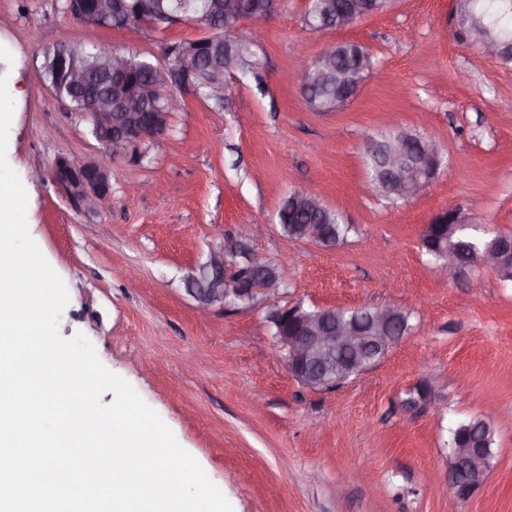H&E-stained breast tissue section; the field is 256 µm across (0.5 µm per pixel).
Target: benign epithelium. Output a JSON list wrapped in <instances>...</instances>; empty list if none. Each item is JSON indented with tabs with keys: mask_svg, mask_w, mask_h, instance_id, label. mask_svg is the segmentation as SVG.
Listing matches in <instances>:
<instances>
[{
	"mask_svg": "<svg viewBox=\"0 0 512 512\" xmlns=\"http://www.w3.org/2000/svg\"><path fill=\"white\" fill-rule=\"evenodd\" d=\"M279 0H270L265 13L261 15L242 12L240 0H224L221 13L215 16L216 22H224V27L234 30L242 21L261 25L270 20L278 11ZM370 15L364 5L354 3L341 14L332 11L322 13L328 24L338 28L350 26ZM126 0H96L87 12L73 14V19L85 26L115 27L132 35L146 28L162 29L153 16L147 12L138 14L136 21H130ZM203 39L184 41L174 49L164 48L163 63L160 69L168 73V81L176 87L190 86V76L198 74V62ZM484 54L506 59L512 55V46L496 42L481 45ZM152 87L142 86L135 90L121 91V111L112 110V97L85 98L92 105L90 113L93 134L100 144L99 155L94 159L77 155L62 157L55 162L52 178L59 183L70 198L87 210H94L111 197L112 159L125 156L134 148L163 138L168 125L162 123L161 115L151 116L143 112ZM411 133L404 130L388 151L384 170L393 192L403 198L414 197L430 185L438 173L442 158L436 144L425 141L418 148L411 147ZM461 228L463 222L453 210L442 212L425 225L422 236L429 237L437 226ZM248 229L243 227L232 238L249 269V276H235L236 264L229 261L225 248L210 252L207 261L199 267L207 280L203 287L197 286L198 275L186 281L187 293L201 307L216 303L234 304L241 298L253 299L267 292L262 286L264 274L274 271L266 259L250 249L245 240ZM470 263L507 271L512 263V237L501 234L483 248L470 251ZM369 317L371 336L356 319L338 320L328 325L330 310L309 311L300 305L277 309L273 315L278 328L275 342L284 352V361L292 376L314 388L333 389L345 380L342 373L351 376L369 368L371 356L367 349L376 344L378 352H383L394 337L385 336V328L392 319L394 308L387 305L372 307ZM492 449L485 448L470 438H463L451 450L448 469V488L459 498H469L484 484V466Z\"/></svg>",
	"mask_w": 512,
	"mask_h": 512,
	"instance_id": "1",
	"label": "benign epithelium"
}]
</instances>
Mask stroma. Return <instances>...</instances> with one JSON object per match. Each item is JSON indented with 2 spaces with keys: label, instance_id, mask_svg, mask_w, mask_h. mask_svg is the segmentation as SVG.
Instances as JSON below:
<instances>
[{
  "label": "stroma",
  "instance_id": "obj_1",
  "mask_svg": "<svg viewBox=\"0 0 512 512\" xmlns=\"http://www.w3.org/2000/svg\"><path fill=\"white\" fill-rule=\"evenodd\" d=\"M64 0H0V75L14 101L6 158L27 195L29 234L63 281L58 331L83 333L199 462L233 512H512V279L479 265L440 268L425 224L455 210L486 236L512 234V63L483 54L459 26L458 0H393L342 30L309 31L307 0H282L264 28L240 24L266 83L232 79L223 108L188 88L164 138L112 164V196L75 205L48 173L62 157H96L90 124L48 89L59 43L89 53L208 36L195 22L129 38L77 23ZM364 48L370 69L337 112L295 81L296 46ZM407 129L435 142L438 175L392 202L371 182L368 139ZM150 191L128 201L127 188ZM320 195L351 225L333 248L283 233L278 213ZM251 227L249 246L288 259L279 287L251 306L198 307L186 280L210 252ZM389 305L410 329L375 366L331 390L296 380L269 314L294 305ZM473 418L495 432L484 485L448 488L451 429Z\"/></svg>",
  "mask_w": 512,
  "mask_h": 512
}]
</instances>
